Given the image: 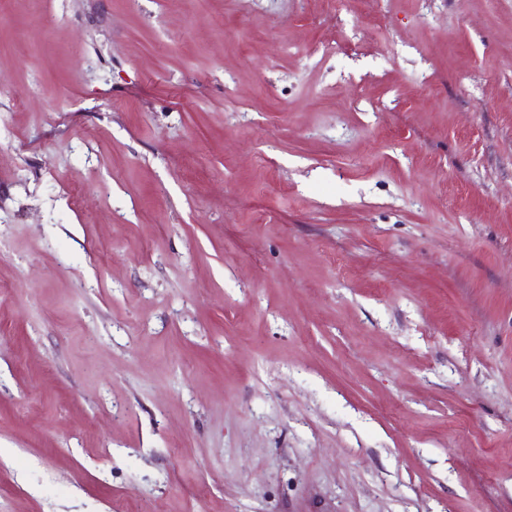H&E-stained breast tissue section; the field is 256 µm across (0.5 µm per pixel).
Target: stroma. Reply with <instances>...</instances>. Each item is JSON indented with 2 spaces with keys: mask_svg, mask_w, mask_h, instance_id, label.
Returning a JSON list of instances; mask_svg holds the SVG:
<instances>
[{
  "mask_svg": "<svg viewBox=\"0 0 512 512\" xmlns=\"http://www.w3.org/2000/svg\"><path fill=\"white\" fill-rule=\"evenodd\" d=\"M0 512H512V0H0Z\"/></svg>",
  "mask_w": 512,
  "mask_h": 512,
  "instance_id": "stroma-1",
  "label": "stroma"
}]
</instances>
